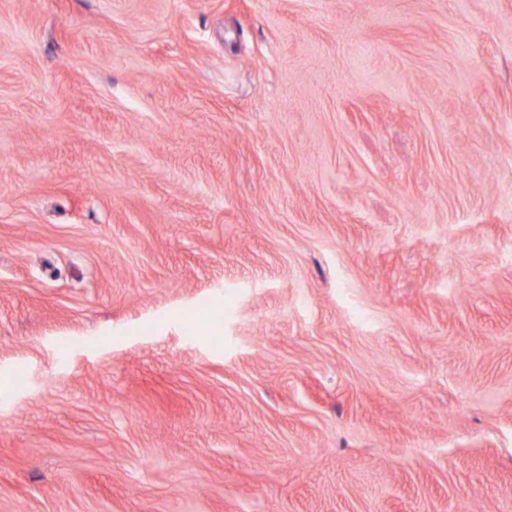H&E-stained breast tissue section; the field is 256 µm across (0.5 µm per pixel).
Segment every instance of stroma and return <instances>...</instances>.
<instances>
[{"mask_svg":"<svg viewBox=\"0 0 512 512\" xmlns=\"http://www.w3.org/2000/svg\"><path fill=\"white\" fill-rule=\"evenodd\" d=\"M0 512H512V0H0Z\"/></svg>","mask_w":512,"mask_h":512,"instance_id":"35a3bbf8","label":"stroma"}]
</instances>
